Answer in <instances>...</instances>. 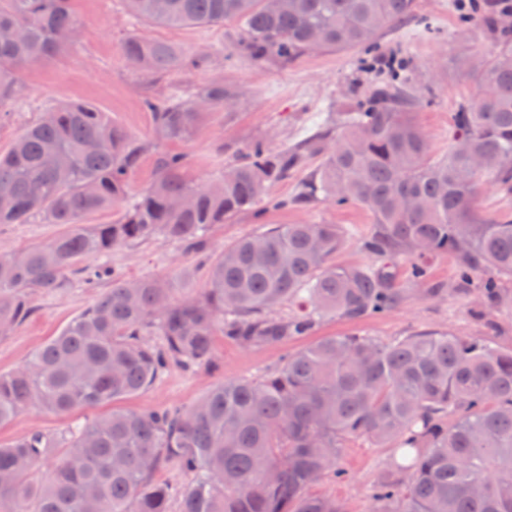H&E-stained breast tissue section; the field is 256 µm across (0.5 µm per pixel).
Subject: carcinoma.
I'll list each match as a JSON object with an SVG mask.
<instances>
[{"instance_id":"1","label":"carcinoma","mask_w":512,"mask_h":512,"mask_svg":"<svg viewBox=\"0 0 512 512\" xmlns=\"http://www.w3.org/2000/svg\"><path fill=\"white\" fill-rule=\"evenodd\" d=\"M135 17L169 27L235 25L256 59L291 60L319 50L372 47L376 35L412 12L414 0H125ZM497 51L462 59L476 86L455 113V144L430 153L409 113L424 94L397 65L364 106L294 146L251 145L217 179L196 185L180 154L157 157L140 194L128 176L142 145L108 113L82 102L50 107L0 154V224H65L43 243L0 255V333L31 313L35 291L64 287L85 258L157 235L186 250L207 231L266 201L305 153L322 164L301 199L319 196L368 210L372 262H332L346 232L337 224H279L246 236L212 264L198 297L174 298L167 280L112 277L93 304L20 366L0 374V425L37 407L74 414L134 396L170 365L213 364L217 333L244 346L286 343L325 318L382 315L402 300L397 262L413 258L424 282L429 261L451 255L458 280L481 274L494 301L512 278V219L482 217L476 198L492 177L512 185V29L494 14ZM77 28L70 0H0V107L19 97L15 73L66 48ZM127 59L150 70L180 67L172 44L130 38ZM235 90L211 83L149 105L156 135L189 139L203 114ZM110 209L111 224L83 225ZM299 312L273 315L283 303ZM391 445L400 459L372 488V512H512V350L491 338L449 334L328 336L290 353L275 371L226 380L200 400L158 411L114 410L73 422L61 436L31 431L0 445V512H345L311 493L326 475L345 477L347 444ZM53 460L49 474L35 478ZM172 466L190 476L177 488L152 480Z\"/></svg>"}]
</instances>
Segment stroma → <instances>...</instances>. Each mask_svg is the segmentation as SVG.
<instances>
[{
    "mask_svg": "<svg viewBox=\"0 0 512 512\" xmlns=\"http://www.w3.org/2000/svg\"><path fill=\"white\" fill-rule=\"evenodd\" d=\"M77 18L71 45L58 55L26 66L18 73L23 92L0 112V152L7 151L44 105L80 101L108 112L146 151L130 176L132 190L148 186L156 176V158L177 153L185 158L183 175L203 184L235 163L253 142L279 151L302 140L319 114L342 112L355 96H367L375 78L371 60L397 56L408 63L417 87L429 90L426 102L410 117L424 135L432 154L448 153L455 142L454 116L471 99L469 80L454 70L463 56L487 57L497 48L493 33L474 16L464 15L457 0H415V15L400 27L381 31L375 49L355 46L340 51L314 52L294 61L275 56L254 60L239 44L232 25L169 28L148 24L129 14L123 0H71ZM133 36L174 44L182 52L202 58L198 67L168 72L148 71L129 62L121 48ZM221 82L234 88L229 106L209 111L193 137L186 141L159 139L146 104L174 93H191ZM321 163L308 155L276 184L272 195L288 200L285 208L258 204L234 219L212 225L205 248L188 252L156 237L138 245L113 248L107 265L126 279L155 277L172 281L176 297L204 291L210 266L225 247L273 224H338L349 235L336 264L360 266L370 260L364 239L374 224L358 205L339 206L321 200L296 205L292 199ZM59 224H0V254L42 243L62 232ZM398 280L406 295L385 315L351 322L333 317L311 334L288 344L246 347L224 336L214 338L216 369L187 371L171 367L166 375L137 395L122 401L124 410L157 411L187 406L216 383L275 369L286 353L300 350L325 336L367 335L382 341L423 333H450L467 338L487 336L512 348V279L501 282V299H482L477 285L462 287L455 258H436L427 283L411 277L410 259L398 263ZM108 281L87 282L72 275L65 288L31 295L34 315L8 334L0 333V373L18 367L40 345L61 329L108 288ZM106 407L58 415L36 407L18 413L0 425V443H9L33 430L64 434L74 419H95ZM392 459L387 448L363 440L350 442L340 460L346 480L324 478L314 493L340 500L346 512H370V494Z\"/></svg>",
    "mask_w": 512,
    "mask_h": 512,
    "instance_id": "35a3bbf8",
    "label": "stroma"
}]
</instances>
